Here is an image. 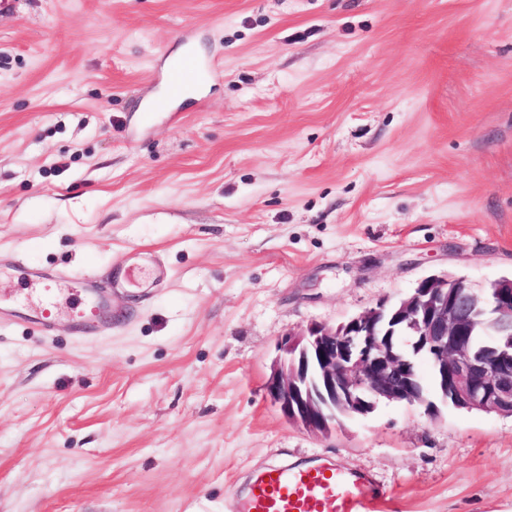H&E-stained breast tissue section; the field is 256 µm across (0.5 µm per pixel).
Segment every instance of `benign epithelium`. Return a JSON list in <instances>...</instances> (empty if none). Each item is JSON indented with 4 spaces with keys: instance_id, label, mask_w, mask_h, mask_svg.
I'll use <instances>...</instances> for the list:
<instances>
[{
    "instance_id": "benign-epithelium-1",
    "label": "benign epithelium",
    "mask_w": 512,
    "mask_h": 512,
    "mask_svg": "<svg viewBox=\"0 0 512 512\" xmlns=\"http://www.w3.org/2000/svg\"><path fill=\"white\" fill-rule=\"evenodd\" d=\"M277 350L266 395L311 432L328 431L338 412L366 416L381 401L437 416L421 361L441 403L512 416V278L477 293L463 278L426 277L398 302H380L335 328L288 333Z\"/></svg>"
}]
</instances>
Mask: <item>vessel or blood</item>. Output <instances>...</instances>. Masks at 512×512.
Returning a JSON list of instances; mask_svg holds the SVG:
<instances>
[{"label":"vessel or blood","mask_w":512,"mask_h":512,"mask_svg":"<svg viewBox=\"0 0 512 512\" xmlns=\"http://www.w3.org/2000/svg\"><path fill=\"white\" fill-rule=\"evenodd\" d=\"M362 472L345 466H269L251 481L239 512H386Z\"/></svg>","instance_id":"obj_1"}]
</instances>
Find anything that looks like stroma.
<instances>
[{"label":"stroma","mask_w":512,"mask_h":512,"mask_svg":"<svg viewBox=\"0 0 512 512\" xmlns=\"http://www.w3.org/2000/svg\"><path fill=\"white\" fill-rule=\"evenodd\" d=\"M120 257L74 335L75 285L35 268ZM447 274L512 275V0L0 9V308L54 311L0 323V512H232L309 464L390 512H512V416L382 402L322 436L266 397L281 335Z\"/></svg>","instance_id":"35a3bbf8"}]
</instances>
